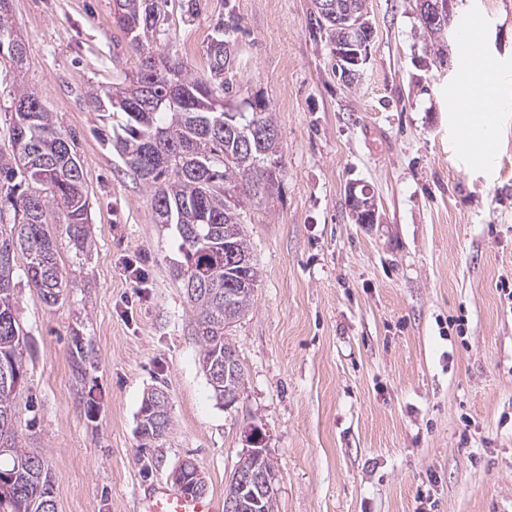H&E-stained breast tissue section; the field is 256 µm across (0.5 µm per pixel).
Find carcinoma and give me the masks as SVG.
<instances>
[{"mask_svg": "<svg viewBox=\"0 0 512 512\" xmlns=\"http://www.w3.org/2000/svg\"><path fill=\"white\" fill-rule=\"evenodd\" d=\"M167 0H116V20L132 32L130 48L141 57L131 83L150 86L162 104L150 112L128 99L127 88L96 98L97 108L120 119L124 136L119 151L132 172L150 190L156 223L175 226L184 262L172 275L181 281L195 316L203 373L216 369L221 379L210 383L220 404L238 394L244 384L242 364L224 367V352L234 351L226 328L245 315L254 301L258 275L241 222L245 204L260 206L278 190L281 176L279 143L260 137L256 130H277L263 95L243 98L226 106L232 92V72L210 55L209 75L195 78L182 62L154 49L164 21ZM312 27L330 47L345 37L343 29L327 20L314 0ZM229 11L215 28L208 49L229 50L240 30ZM12 27L0 21V58L17 65L26 54L15 44ZM15 120L12 150L0 156V210H13L15 223L0 225V441L11 451L0 452V512H56L46 504L52 485L43 456L20 445L18 400L25 376L23 329L15 316L17 294L13 284L16 253L27 260L26 278L49 306L69 287L57 259L56 235H66L78 250L88 246V196L83 170L75 167L69 139L55 126L37 94L26 89L13 98ZM231 250L239 263L224 260ZM167 396L154 389L143 399L138 418L140 434L154 439L170 425ZM275 472L269 456L242 455L237 469ZM236 502V512H275L276 494L269 490H242L233 480L224 487V499Z\"/></svg>", "mask_w": 512, "mask_h": 512, "instance_id": "obj_1", "label": "carcinoma"}]
</instances>
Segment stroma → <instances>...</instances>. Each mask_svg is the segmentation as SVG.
Masks as SVG:
<instances>
[{
    "label": "stroma",
    "instance_id": "stroma-1",
    "mask_svg": "<svg viewBox=\"0 0 512 512\" xmlns=\"http://www.w3.org/2000/svg\"><path fill=\"white\" fill-rule=\"evenodd\" d=\"M370 59L341 82L309 32L313 0H170L158 53L195 77L226 9L246 34L233 82L262 92L277 122L280 188L245 207L259 282L227 331L244 367L232 408L199 366L193 312L171 266L178 241L112 145L91 99L122 86L140 59L114 0H9L26 47L0 60V153H10L17 88L39 96L74 141L89 200L90 247L56 245L69 281L47 306L15 257L26 377L22 444L41 451L56 512H138L153 487L192 459L223 499L244 427L258 428L278 469L277 512H512V0H454L450 65L435 62L416 0H367ZM509 80L492 129L491 167H474L449 119L461 34ZM378 206L359 224L350 183ZM141 262L143 286L125 267ZM90 355L72 370L73 338ZM168 393L170 426L138 433L144 396ZM94 410H87L88 399Z\"/></svg>",
    "mask_w": 512,
    "mask_h": 512
}]
</instances>
